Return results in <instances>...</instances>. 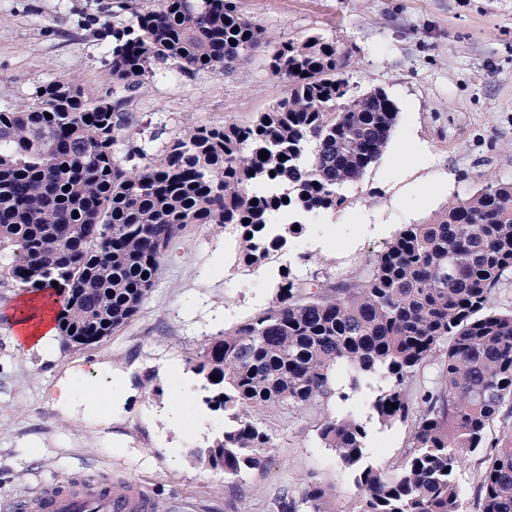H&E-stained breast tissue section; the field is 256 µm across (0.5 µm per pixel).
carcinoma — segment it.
<instances>
[{"label": "carcinoma", "mask_w": 512, "mask_h": 512, "mask_svg": "<svg viewBox=\"0 0 512 512\" xmlns=\"http://www.w3.org/2000/svg\"><path fill=\"white\" fill-rule=\"evenodd\" d=\"M102 37L112 96L60 78L22 107L0 108V274L53 297L80 289L57 321L60 335L87 346L139 312L187 225L234 226L254 265L300 234L296 220L267 236L277 215L341 207L343 188L379 160L398 114L385 89L350 84L336 42L310 35L275 46L269 69L288 90L251 122L192 127L155 157L144 145L122 154L119 142L137 125L129 105L146 80L228 73L267 40L238 0H159L123 23L104 21ZM511 281L512 182L498 181L404 225L363 278L283 273L271 305L191 359L203 401L227 419L199 460L227 476L260 467L272 435L256 416L345 401L346 377L350 389L375 393L370 409L381 423L414 421L395 468L375 460L353 414L321 425L319 439L353 476V512H462V454L482 450L490 423L512 429V311L490 304ZM435 360L439 381L410 401L406 385ZM481 464L476 512H512V439ZM301 503L304 512H339L315 483ZM271 509L297 512L294 495L278 493Z\"/></svg>", "instance_id": "obj_1"}]
</instances>
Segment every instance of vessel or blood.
<instances>
[{
  "label": "vessel or blood",
  "instance_id": "obj_1",
  "mask_svg": "<svg viewBox=\"0 0 512 512\" xmlns=\"http://www.w3.org/2000/svg\"><path fill=\"white\" fill-rule=\"evenodd\" d=\"M21 508L23 512H151L153 503L141 486L119 481L107 491L93 484L64 491L57 485H46L37 495L26 498Z\"/></svg>",
  "mask_w": 512,
  "mask_h": 512
}]
</instances>
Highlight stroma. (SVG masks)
<instances>
[{"instance_id": "stroma-1", "label": "stroma", "mask_w": 512, "mask_h": 512, "mask_svg": "<svg viewBox=\"0 0 512 512\" xmlns=\"http://www.w3.org/2000/svg\"><path fill=\"white\" fill-rule=\"evenodd\" d=\"M114 0H0V107L26 104L36 86L66 77L102 95L112 81L101 60L105 42L92 21ZM272 43L320 34L346 56L358 91L384 88L398 115L386 155L344 187L347 201L308 214L303 233L279 257L243 262L238 231L191 224L167 251L162 272L137 315L86 348L54 339L50 351L19 349L10 318L22 288L0 277V512L42 485L136 482L154 512H271L281 489L313 482L353 512L357 491L334 449L317 438L331 416L353 414L377 460L401 462L412 421L381 424L365 394L299 411L269 410L273 436L261 468L225 476L202 464L223 417L201 393L179 388L192 376L201 344L268 307L278 268L303 278L314 269L354 279L403 225L429 219L492 177L512 182V0H239ZM267 49L232 72L154 77L130 105L140 123L166 136L191 123L250 121L286 87L272 77ZM98 368L120 380L122 398L109 419L82 402L56 403V385L77 370ZM180 405V428L168 410Z\"/></svg>"}]
</instances>
